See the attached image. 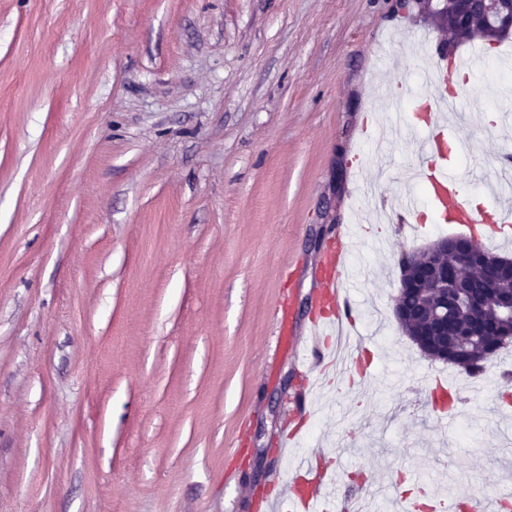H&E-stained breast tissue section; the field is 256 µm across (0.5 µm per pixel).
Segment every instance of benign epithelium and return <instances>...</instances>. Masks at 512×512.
<instances>
[{
  "mask_svg": "<svg viewBox=\"0 0 512 512\" xmlns=\"http://www.w3.org/2000/svg\"><path fill=\"white\" fill-rule=\"evenodd\" d=\"M413 4L424 14L439 16L453 15L458 25L459 36L468 32L470 22L479 17L486 29V40L494 44L512 32V0H439L432 6L431 0H413ZM448 252L457 256V265L453 275L448 272H429V260ZM481 252L476 240L468 237H445L433 242L421 251L403 254L400 266L399 292L403 293L421 279L433 295L435 306L427 321L424 335L418 337V343L424 347V356L444 350V346L457 345L466 337L481 335L482 324L474 318L463 325L454 324L449 317L461 299H470L473 309L482 307L483 299L493 291V285L484 284L478 296H471L472 282L469 280L470 269ZM393 314L399 324L413 320L417 315L416 307L411 303L395 300Z\"/></svg>",
  "mask_w": 512,
  "mask_h": 512,
  "instance_id": "1",
  "label": "benign epithelium"
}]
</instances>
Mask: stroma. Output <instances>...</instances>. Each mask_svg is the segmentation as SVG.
<instances>
[{"mask_svg":"<svg viewBox=\"0 0 512 512\" xmlns=\"http://www.w3.org/2000/svg\"><path fill=\"white\" fill-rule=\"evenodd\" d=\"M448 32L398 0H0V512H267L288 469L280 437L301 377L298 335L339 226L354 238L358 394L318 388L299 452L365 486L398 473L460 496L502 487L484 433L512 346L479 377L424 357L392 305L398 257L465 226L361 221L380 160L389 200L419 127L371 144L374 112L406 110ZM505 83L480 67L454 158L487 196L512 127L488 121ZM465 394L446 429L424 383Z\"/></svg>","mask_w":512,"mask_h":512,"instance_id":"obj_1","label":"stroma"}]
</instances>
